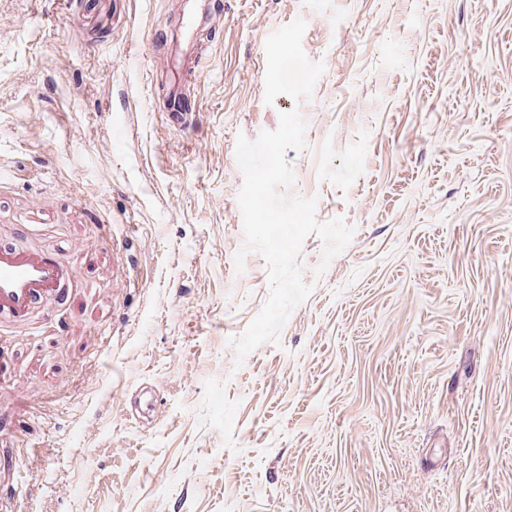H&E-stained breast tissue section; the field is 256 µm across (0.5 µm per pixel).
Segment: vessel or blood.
<instances>
[{
    "mask_svg": "<svg viewBox=\"0 0 512 512\" xmlns=\"http://www.w3.org/2000/svg\"><path fill=\"white\" fill-rule=\"evenodd\" d=\"M213 0H187L178 23L161 51L160 65L170 77L165 93V108L172 123L190 131L196 115L179 111L187 84L204 75L197 48L200 32L211 28ZM77 273L46 254L29 249L0 247V316L26 321L38 307L52 302L62 284L76 285Z\"/></svg>",
    "mask_w": 512,
    "mask_h": 512,
    "instance_id": "vessel-or-blood-1",
    "label": "vessel or blood"
}]
</instances>
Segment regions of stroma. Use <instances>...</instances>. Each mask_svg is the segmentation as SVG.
<instances>
[{
    "instance_id": "stroma-1",
    "label": "stroma",
    "mask_w": 512,
    "mask_h": 512,
    "mask_svg": "<svg viewBox=\"0 0 512 512\" xmlns=\"http://www.w3.org/2000/svg\"><path fill=\"white\" fill-rule=\"evenodd\" d=\"M181 4L0 0V243L80 279L0 323V512H512V0H218L189 133ZM292 109L282 195L355 232L241 357L236 140ZM178 23L172 28L161 50V69L170 77L165 93V108L172 123L190 132L196 114L177 112L187 84H196L204 76L197 40L200 32L213 26L215 3L212 0H187Z\"/></svg>"
}]
</instances>
